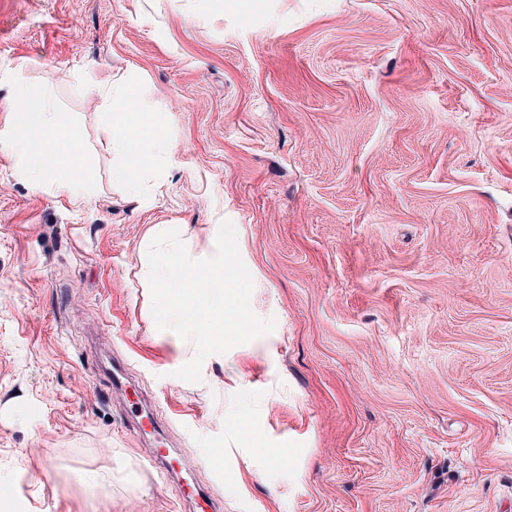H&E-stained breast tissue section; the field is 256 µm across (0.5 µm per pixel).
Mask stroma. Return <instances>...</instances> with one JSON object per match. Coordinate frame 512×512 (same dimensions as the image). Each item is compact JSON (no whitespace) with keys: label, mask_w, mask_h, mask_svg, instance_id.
I'll list each match as a JSON object with an SVG mask.
<instances>
[{"label":"stroma","mask_w":512,"mask_h":512,"mask_svg":"<svg viewBox=\"0 0 512 512\" xmlns=\"http://www.w3.org/2000/svg\"><path fill=\"white\" fill-rule=\"evenodd\" d=\"M20 76L90 197L19 175ZM110 78L169 132L135 196ZM225 219L276 327L187 383L142 241L207 258ZM187 480L222 512H512V0H0V512H201Z\"/></svg>","instance_id":"stroma-1"}]
</instances>
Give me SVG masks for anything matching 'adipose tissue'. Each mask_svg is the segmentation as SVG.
<instances>
[{"label": "adipose tissue", "mask_w": 512, "mask_h": 512, "mask_svg": "<svg viewBox=\"0 0 512 512\" xmlns=\"http://www.w3.org/2000/svg\"><path fill=\"white\" fill-rule=\"evenodd\" d=\"M106 99H117L120 108L112 116V150L122 162L112 169L114 183L139 192L138 173L156 168L167 143V127L158 106L142 94L119 83H107ZM15 99L20 117L17 145L20 149V173L33 184H41L62 166L58 151L41 144L43 135L56 129L53 112L46 103H34L24 81H17Z\"/></svg>", "instance_id": "ef3b65f1"}]
</instances>
